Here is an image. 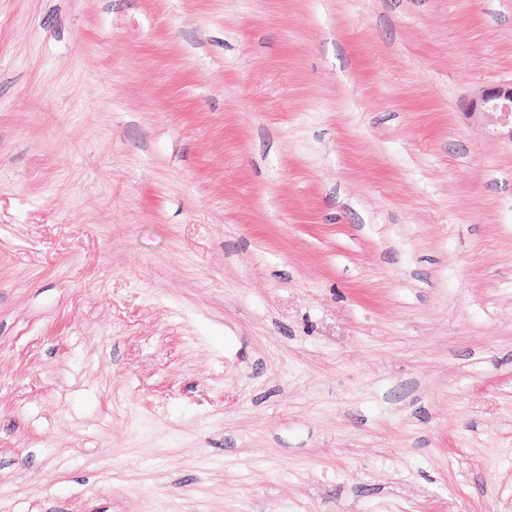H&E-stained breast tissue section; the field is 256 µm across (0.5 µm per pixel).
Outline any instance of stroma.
I'll use <instances>...</instances> for the list:
<instances>
[{
	"mask_svg": "<svg viewBox=\"0 0 512 512\" xmlns=\"http://www.w3.org/2000/svg\"><path fill=\"white\" fill-rule=\"evenodd\" d=\"M512 0H0L7 512H512ZM474 114L482 115L489 122L510 128L505 136L512 140V86L485 90L473 105Z\"/></svg>",
	"mask_w": 512,
	"mask_h": 512,
	"instance_id": "35a3bbf8",
	"label": "stroma"
}]
</instances>
